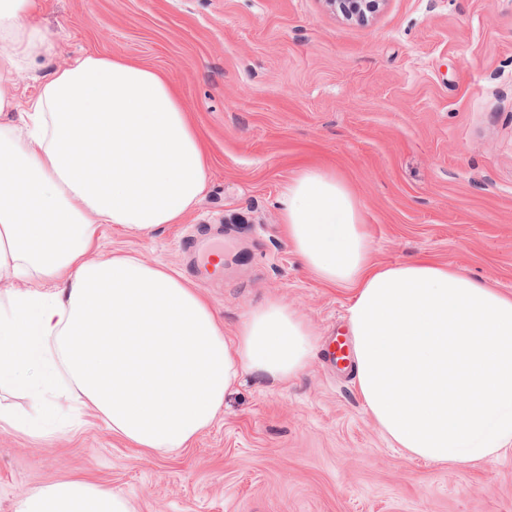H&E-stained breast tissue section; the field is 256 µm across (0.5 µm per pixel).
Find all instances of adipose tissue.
I'll return each mask as SVG.
<instances>
[{
    "instance_id": "obj_1",
    "label": "adipose tissue",
    "mask_w": 512,
    "mask_h": 512,
    "mask_svg": "<svg viewBox=\"0 0 512 512\" xmlns=\"http://www.w3.org/2000/svg\"><path fill=\"white\" fill-rule=\"evenodd\" d=\"M43 0H0V386L52 413L58 380L142 454L188 447L243 376L285 384L315 334L276 299L227 335L209 298L161 263L96 254L100 229L133 239L178 223L202 198L208 156L164 73L120 55L48 69ZM42 70L29 103L17 77ZM303 264L350 293L357 389L381 433L414 459L469 467L512 452V294L427 257L372 260L361 206L332 172L306 166L281 193ZM18 512H132L121 494L68 479Z\"/></svg>"
}]
</instances>
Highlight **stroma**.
Returning a JSON list of instances; mask_svg holds the SVG:
<instances>
[{"label": "stroma", "mask_w": 512, "mask_h": 512, "mask_svg": "<svg viewBox=\"0 0 512 512\" xmlns=\"http://www.w3.org/2000/svg\"><path fill=\"white\" fill-rule=\"evenodd\" d=\"M53 64L86 52L165 72L206 145L203 200L153 238L101 229L183 271L224 237V281L200 282L226 333L276 297L318 346L280 386L244 376L189 447L140 454L59 395L43 432L0 428V512L84 477L135 512H512V453L457 468L409 459L365 412L346 340L349 295L320 283L281 231L279 194L316 165L343 178L376 263L425 255L512 293V0H382L358 23L324 0H45Z\"/></svg>", "instance_id": "35a3bbf8"}]
</instances>
